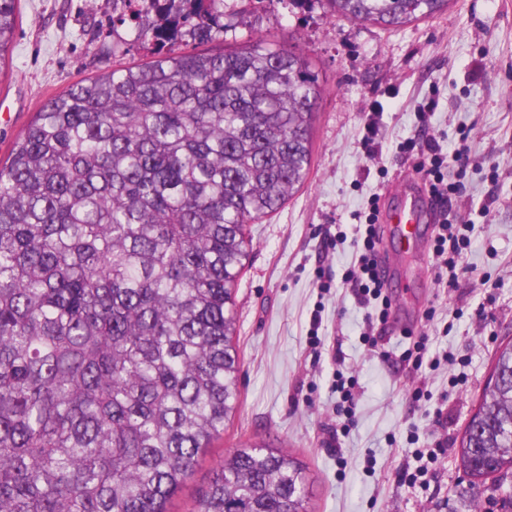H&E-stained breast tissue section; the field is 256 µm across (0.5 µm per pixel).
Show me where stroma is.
Here are the masks:
<instances>
[{
    "mask_svg": "<svg viewBox=\"0 0 512 512\" xmlns=\"http://www.w3.org/2000/svg\"><path fill=\"white\" fill-rule=\"evenodd\" d=\"M236 39L267 36L297 46L312 62L325 93L319 105L313 165L296 195L252 225L235 294L240 404L169 512H191L224 455L243 445L285 448L306 463L313 512H474L490 491L473 497L456 455L462 431L485 387L499 344L512 338V0H451L447 12L398 29L332 16L323 0L285 7L240 0ZM11 47L0 63V161L51 96L119 63L149 61L153 39L135 41V22L119 0H20ZM434 98L435 132L448 151L467 148L463 197L471 247L454 288L434 281L429 245L403 256L404 271L388 281L400 308L384 341L390 359L370 356L360 334L368 307L346 289L318 298L314 270L326 258L334 276L354 260L350 244L326 250L331 225L351 231L372 196L392 203L402 176L424 186L414 158L396 144L417 125L418 104ZM376 117L381 156L371 163L362 138ZM471 130L460 141L459 127ZM320 310V355L307 344ZM435 317L429 353H452L454 366L423 367L406 378L393 363L413 344L405 323ZM356 376L354 423L332 437L336 372ZM431 398L415 399V390ZM447 441L450 451L412 488L399 471L416 468L415 448Z\"/></svg>",
    "mask_w": 512,
    "mask_h": 512,
    "instance_id": "stroma-1",
    "label": "stroma"
}]
</instances>
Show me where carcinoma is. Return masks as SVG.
Here are the masks:
<instances>
[{"label": "carcinoma", "instance_id": "cac0c4a2", "mask_svg": "<svg viewBox=\"0 0 512 512\" xmlns=\"http://www.w3.org/2000/svg\"><path fill=\"white\" fill-rule=\"evenodd\" d=\"M19 0H0V65ZM237 0L178 14L201 41ZM385 27L449 0H325ZM324 94L309 61L248 38L169 49L40 107L0 166V512H169L239 405L234 297L260 222L304 185ZM512 512V340L460 440ZM280 448L224 456L191 512H312Z\"/></svg>", "mask_w": 512, "mask_h": 512}]
</instances>
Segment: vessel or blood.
<instances>
[{
    "label": "vessel or blood",
    "mask_w": 512,
    "mask_h": 512,
    "mask_svg": "<svg viewBox=\"0 0 512 512\" xmlns=\"http://www.w3.org/2000/svg\"><path fill=\"white\" fill-rule=\"evenodd\" d=\"M383 220L388 226V241L380 261L389 274L395 275L399 272V258L422 244L433 212L429 201L414 188L412 181L406 180L400 183L395 202Z\"/></svg>",
    "instance_id": "b4317fda"
}]
</instances>
